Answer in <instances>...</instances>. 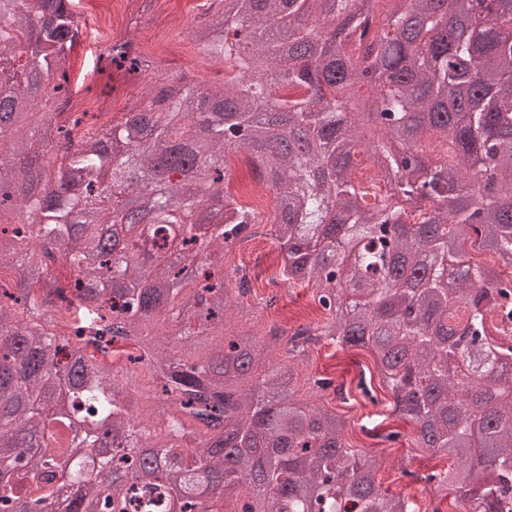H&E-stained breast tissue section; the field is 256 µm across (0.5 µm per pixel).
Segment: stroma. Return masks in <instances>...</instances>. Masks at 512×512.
Segmentation results:
<instances>
[{
	"mask_svg": "<svg viewBox=\"0 0 512 512\" xmlns=\"http://www.w3.org/2000/svg\"><path fill=\"white\" fill-rule=\"evenodd\" d=\"M210 6L211 0H159L154 12L145 16L134 2L124 5L120 0H80L75 11L79 24L85 28L97 27L106 33L123 30L134 34L141 27L149 26L158 37L157 43L146 50L149 70L136 77L111 62L94 68L89 44H79L73 50L71 89L87 96V112H108L114 119H121L135 98L145 96L154 81L167 74V62L172 58L181 60L184 72L199 87H210L216 73L223 71V64L200 52L190 32L179 35L173 32L174 23L193 16L202 17ZM279 254V245L268 227L259 226L256 236L227 249L224 273L232 275L237 266L260 257L265 260L270 274L281 275ZM312 294V289L297 284L274 290L265 282H256L251 295L245 299L251 314L242 325L261 336L274 322L289 331L299 324L321 320L324 312L315 305ZM268 351L275 368L291 374L299 398L343 415L348 421L347 442L379 457L382 468L377 480L382 489L410 496L421 512H429L433 507L440 508L441 512H463L454 498L448 497L437 485L405 481L404 471H437L443 469L446 462L427 449L415 447V427L392 415L389 408L391 396L386 389L375 387V397L371 400L358 390L359 372L374 370L372 356L367 350H343L326 340L312 348L305 360L298 361L289 358L288 344L282 340L269 344ZM321 376L351 387L352 399L343 402L336 399L333 391L316 390L313 381ZM376 430L398 432L399 438L393 443L377 440L372 436Z\"/></svg>",
	"mask_w": 512,
	"mask_h": 512,
	"instance_id": "35a3bbf8",
	"label": "stroma"
}]
</instances>
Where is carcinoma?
<instances>
[{
	"label": "carcinoma",
	"mask_w": 512,
	"mask_h": 512,
	"mask_svg": "<svg viewBox=\"0 0 512 512\" xmlns=\"http://www.w3.org/2000/svg\"><path fill=\"white\" fill-rule=\"evenodd\" d=\"M380 1L386 24L371 34ZM217 2L195 37L224 60V83L202 92L168 78L105 129L46 121L40 141L62 153V189L32 201L11 193L29 178L17 150L35 153L30 66L68 95L79 25L73 0H0V269L16 273L0 286V469L11 473L0 512L16 498L34 512H129L134 487L150 510L159 486L163 512L176 501L223 512L222 495L184 493L189 479L213 473L245 492L259 454L266 512H420L379 489L380 461L347 444L344 417L296 398L257 335L203 345L227 326L224 250L260 224L288 281L314 288L326 312L293 329L288 355L324 339L368 349L391 412L452 461L421 480L467 512H512V371L495 365L512 358V0ZM475 14L495 23H469ZM272 113L305 132L307 149L267 135ZM228 131L277 190L270 218L231 191ZM362 154L386 192L357 177ZM160 168L150 235L129 236L135 217L100 177L116 186ZM400 224L424 230L401 237ZM474 247L509 273L481 267ZM171 249L184 265L166 261ZM172 309L171 331L150 333ZM450 359L486 379L481 405ZM139 364L167 413L158 441L118 378ZM27 447L38 466L22 462ZM106 470L125 479L104 487L93 475Z\"/></svg>",
	"instance_id": "obj_1"
}]
</instances>
